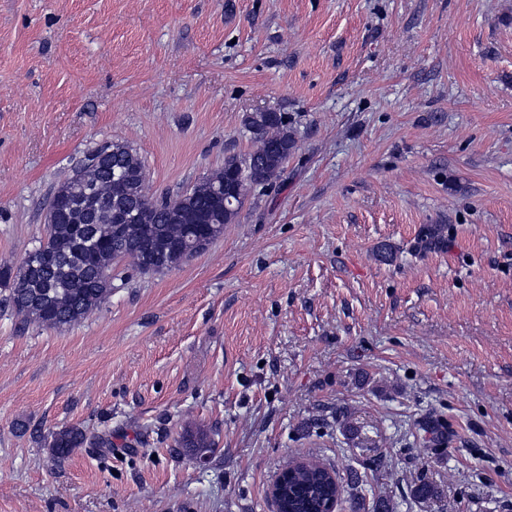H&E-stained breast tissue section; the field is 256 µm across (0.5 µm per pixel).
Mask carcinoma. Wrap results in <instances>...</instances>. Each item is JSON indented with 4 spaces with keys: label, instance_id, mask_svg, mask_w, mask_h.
I'll return each mask as SVG.
<instances>
[{
    "label": "carcinoma",
    "instance_id": "cac0c4a2",
    "mask_svg": "<svg viewBox=\"0 0 512 512\" xmlns=\"http://www.w3.org/2000/svg\"><path fill=\"white\" fill-rule=\"evenodd\" d=\"M244 126L252 149L224 159V167L205 175L218 186L242 179L243 193L233 208L200 193L183 205L182 195L154 199L145 190L146 170L140 154L122 141L107 142L77 166L79 176L59 182L50 200L59 204L54 222L47 224L38 241L39 253L24 257L17 265L0 264V302L23 324L62 330L84 321L112 296V278L103 272L128 261L142 274L145 259L155 260L153 272L170 270L204 252L215 240L212 225L231 224L245 198L256 187L273 185L295 149L288 122L279 112H252ZM444 229L436 224L421 237L426 249L445 247ZM181 444L198 453L212 450L215 442L202 428H187ZM52 458L62 463L79 448H110L112 432L89 434L69 426L45 440ZM289 492L296 503L326 493L341 502L349 495L358 500L362 477L354 474L345 482L330 478V470L303 461H289Z\"/></svg>",
    "mask_w": 512,
    "mask_h": 512
}]
</instances>
